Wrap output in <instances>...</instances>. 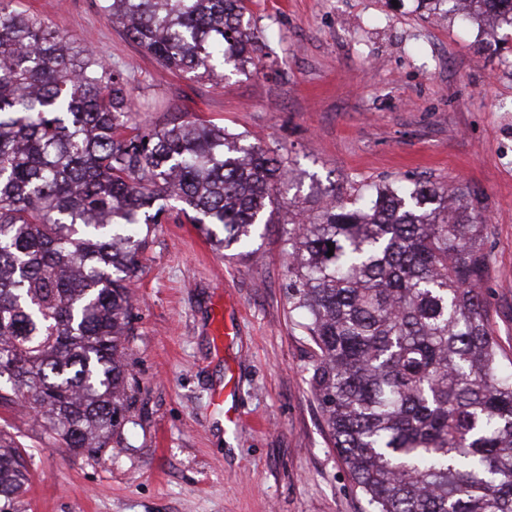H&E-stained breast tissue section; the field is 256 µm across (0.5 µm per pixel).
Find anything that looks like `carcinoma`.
Here are the masks:
<instances>
[{"instance_id":"cac0c4a2","label":"carcinoma","mask_w":512,"mask_h":512,"mask_svg":"<svg viewBox=\"0 0 512 512\" xmlns=\"http://www.w3.org/2000/svg\"><path fill=\"white\" fill-rule=\"evenodd\" d=\"M512 28V0H465ZM168 71L224 77L247 0H99ZM124 73L0 0V407L23 392L53 443L93 458L135 424L131 281L169 202L217 248L251 246L288 175L246 135L141 125ZM476 190L387 185L301 209L283 244L330 443L372 512H512V371L480 289ZM333 255H328L329 247ZM0 429V512L26 479Z\"/></svg>"}]
</instances>
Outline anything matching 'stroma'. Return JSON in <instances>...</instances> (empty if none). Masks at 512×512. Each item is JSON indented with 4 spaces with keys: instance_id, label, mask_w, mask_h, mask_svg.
Wrapping results in <instances>:
<instances>
[{
    "instance_id": "stroma-1",
    "label": "stroma",
    "mask_w": 512,
    "mask_h": 512,
    "mask_svg": "<svg viewBox=\"0 0 512 512\" xmlns=\"http://www.w3.org/2000/svg\"><path fill=\"white\" fill-rule=\"evenodd\" d=\"M18 6L124 71L139 122L192 116L244 133L285 157L290 186L246 259L216 250L176 210L157 226L132 285L129 447L76 455L31 414L0 407V428L24 446L12 512H370L311 392L283 227L295 205L384 183L480 191L490 259L480 287L511 362L512 29L486 48L481 24L437 17L427 0H250L253 61L218 84L163 72L98 0ZM218 313L235 331L219 349ZM223 383L235 427L210 402Z\"/></svg>"
}]
</instances>
